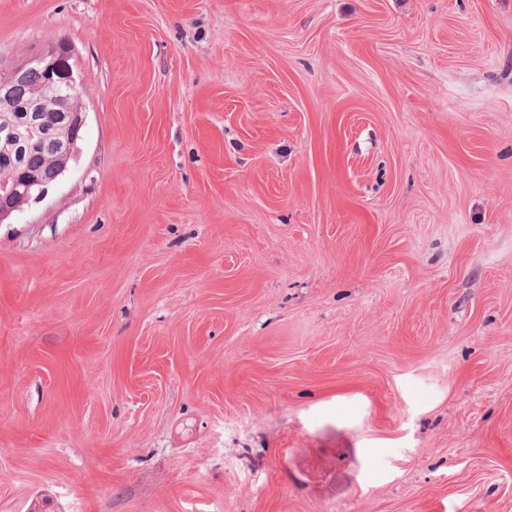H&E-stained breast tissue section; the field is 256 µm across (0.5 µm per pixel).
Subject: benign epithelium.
<instances>
[{
    "instance_id": "benign-epithelium-1",
    "label": "benign epithelium",
    "mask_w": 512,
    "mask_h": 512,
    "mask_svg": "<svg viewBox=\"0 0 512 512\" xmlns=\"http://www.w3.org/2000/svg\"><path fill=\"white\" fill-rule=\"evenodd\" d=\"M34 67L40 68L44 75L42 88L38 93L39 99L54 100L64 108L63 122L69 129V136L58 141L57 174L60 175L75 156L77 141L80 138L78 131L85 123L84 108L77 104L81 97V86L72 75L62 71L61 54L53 51L33 58L26 65L16 67H6L0 62V103L9 98L11 85L22 79L26 72ZM35 111H37V105L34 102L25 107L21 117L0 130L4 133V137L13 138L19 124L27 129L37 127L39 121ZM48 187L49 183L25 171L21 172L12 183L0 184V224L8 221L16 211L13 203L15 195L21 194L28 201L37 200L45 194Z\"/></svg>"
}]
</instances>
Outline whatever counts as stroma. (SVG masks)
<instances>
[{
  "instance_id": "obj_1",
  "label": "stroma",
  "mask_w": 512,
  "mask_h": 512,
  "mask_svg": "<svg viewBox=\"0 0 512 512\" xmlns=\"http://www.w3.org/2000/svg\"><path fill=\"white\" fill-rule=\"evenodd\" d=\"M60 47L0 512H512V0H0Z\"/></svg>"
}]
</instances>
